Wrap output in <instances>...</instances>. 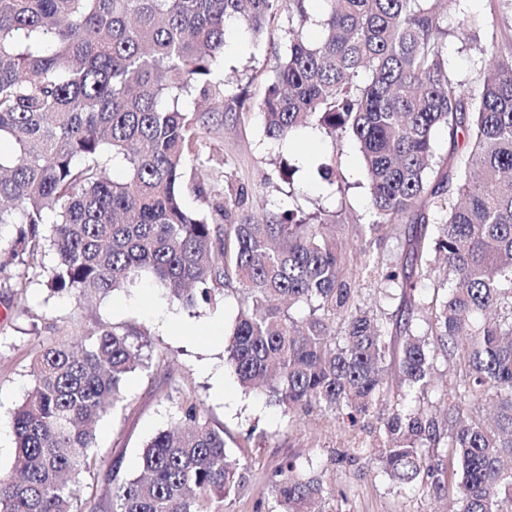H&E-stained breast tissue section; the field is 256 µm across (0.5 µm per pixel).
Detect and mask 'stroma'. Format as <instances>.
<instances>
[{
  "label": "stroma",
  "mask_w": 512,
  "mask_h": 512,
  "mask_svg": "<svg viewBox=\"0 0 512 512\" xmlns=\"http://www.w3.org/2000/svg\"><path fill=\"white\" fill-rule=\"evenodd\" d=\"M289 27L282 12L262 37L235 30L232 49L214 66L215 78L226 84L223 111L209 112L195 99L187 100L198 116L203 151L198 174L206 193L187 195L185 202L193 211L211 214L212 192L220 190L233 224L286 212L330 216V232L349 253L348 279L357 290L356 303L384 324L391 348L399 349L400 300L385 295L381 271L411 272L416 225H391L381 237L371 232L367 176L351 138L332 139L313 125L279 141L264 133L257 104L271 83L276 57L287 48ZM448 65L470 90H477L485 62L474 46L451 36ZM284 161L292 166V177L281 175ZM326 164L335 171L329 180L321 175ZM24 273L16 265L0 270V473L12 468V416L32 386L36 356L58 339H80L108 325L135 330L141 364L129 375L122 402L97 426L95 452L103 468L81 476L102 501L111 498L114 481L140 473L143 446L191 398L201 403L205 419L223 430L231 456L246 466L245 483L225 499L224 512H257L258 501L271 499L273 472L289 458L306 476L345 492V500L330 501L327 512H450L451 502L415 487L396 488L378 464L338 461L344 449L380 445L370 420L352 427L315 412L289 416L266 395L239 385L224 363V341L244 304L233 287L225 288L217 305L188 309L145 274L124 291L79 302L49 294L37 281L18 289Z\"/></svg>",
  "instance_id": "35a3bbf8"
}]
</instances>
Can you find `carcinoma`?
Returning <instances> with one entry per match:
<instances>
[{"instance_id":"obj_1","label":"carcinoma","mask_w":512,"mask_h":512,"mask_svg":"<svg viewBox=\"0 0 512 512\" xmlns=\"http://www.w3.org/2000/svg\"><path fill=\"white\" fill-rule=\"evenodd\" d=\"M0 0V225L17 224L10 260L46 273L53 294L101 297L154 276L186 306L216 301L238 284L246 306L225 362L240 384L286 412L318 410L357 425L386 392L390 343L357 307L346 247L322 219L293 216L216 224L188 210V174L201 163L197 96L224 109L211 80L228 27L259 37L282 11L288 49L258 110L271 139L311 122L351 137L368 175L370 229L428 223L415 262L446 271L430 335L403 320L398 369L402 406L377 417L382 446L349 448L376 460L398 488L451 498L456 512H512V0H494L498 25L483 30L488 60L477 94L448 69L443 11L457 0ZM321 28L311 43L308 25ZM470 132L459 175L435 181L434 133ZM126 164L112 180L108 165ZM52 262L45 266L46 253ZM386 289H416L396 269ZM344 334H330L336 312ZM132 332L103 325L81 341L41 351L33 387L14 414L13 471L0 475V512H99L80 475L100 464L96 423L123 400L140 364ZM456 365L447 429L416 408L436 392L435 364ZM141 474L118 483L109 512H224L243 482L224 431L201 403L181 404L175 424L145 444ZM269 512H326L330 495L286 460L271 476Z\"/></svg>"}]
</instances>
